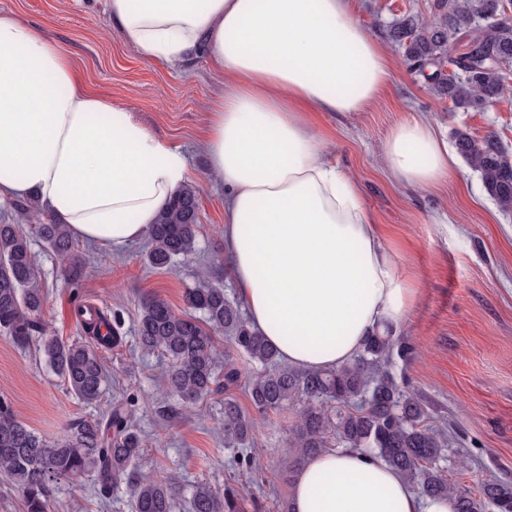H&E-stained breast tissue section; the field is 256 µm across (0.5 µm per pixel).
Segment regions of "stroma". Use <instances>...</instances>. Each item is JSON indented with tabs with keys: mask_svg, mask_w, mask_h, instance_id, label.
Here are the masks:
<instances>
[{
	"mask_svg": "<svg viewBox=\"0 0 512 512\" xmlns=\"http://www.w3.org/2000/svg\"><path fill=\"white\" fill-rule=\"evenodd\" d=\"M430 4L351 0L364 30L383 41L396 17H428ZM0 12L39 28L65 50L77 83L179 145L190 181L199 188L195 256L153 269L144 261L148 239L119 251L81 241L76 250L82 276L76 284L67 263L33 236L34 225L20 213L19 200L0 202V224L22 225L31 235L44 295L39 319L47 335L83 338L82 326L69 316L82 302L118 317L123 337L119 347L100 349L104 393L88 404L68 393L35 350H20L0 335V398L50 443L61 439L73 420L100 418L114 403L134 400L142 472L180 488L198 482L220 491L234 488L239 512H280L292 490L288 438L295 406L256 420L254 463L236 465L239 450L224 439V400L249 409L244 387L176 404L164 382L168 359L143 354L136 343L145 297L185 313V291L201 286L206 270L218 273L228 295L236 293L224 248V186L209 178L202 146L206 105L223 82L221 74L202 53L180 66L141 59L113 28L106 0H0ZM392 56L395 77L369 109L353 114L311 109L307 115L337 164L355 179L416 292L407 321L397 329L414 350L409 357H393L391 371L422 399L437 424L452 425L458 433L459 444L445 451L449 482L475 488L492 475L512 481V214L498 208L464 161H457L447 180L427 189L398 184L380 164L389 130L413 115L431 120L444 137L457 128L476 136L493 132L512 148V91L484 111L462 112L408 68L400 50ZM48 512H132L131 496L122 486L101 503L92 477L85 476L59 483Z\"/></svg>",
	"mask_w": 512,
	"mask_h": 512,
	"instance_id": "stroma-1",
	"label": "stroma"
}]
</instances>
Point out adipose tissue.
<instances>
[{"instance_id": "obj_1", "label": "adipose tissue", "mask_w": 512, "mask_h": 512, "mask_svg": "<svg viewBox=\"0 0 512 512\" xmlns=\"http://www.w3.org/2000/svg\"><path fill=\"white\" fill-rule=\"evenodd\" d=\"M113 26L147 61L205 52L224 83L207 105L209 176L224 185L229 269L251 325L289 365L351 363L415 301L350 173L297 102L362 112L388 86L390 52L348 0H108ZM433 123L393 127L381 163L400 184L447 179ZM189 178L175 145L76 84L67 55L0 14V201L36 197L83 241L120 250L148 235ZM290 512H454L375 451L332 448L297 470Z\"/></svg>"}]
</instances>
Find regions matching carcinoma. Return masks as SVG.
Instances as JSON below:
<instances>
[{
  "label": "carcinoma",
  "mask_w": 512,
  "mask_h": 512,
  "mask_svg": "<svg viewBox=\"0 0 512 512\" xmlns=\"http://www.w3.org/2000/svg\"><path fill=\"white\" fill-rule=\"evenodd\" d=\"M503 0H433L427 19L406 15L391 23L389 37L402 51L405 64L425 75L434 90L457 110L482 112L509 89L512 70V19L501 17ZM454 146L466 164L479 173L489 197L504 212L512 211V154L491 133L476 137L457 129ZM198 192L185 186L151 228L148 265L167 268L195 252ZM39 220L35 232L74 275L81 271L68 225L45 217L38 200L21 205ZM190 312L177 315L161 299L148 298L137 321V340L145 353L159 351L170 367L169 393L184 404L238 385L247 367L248 399L253 414L224 402V439L245 446L253 423L290 403L298 405L289 433L297 464L333 445L373 448L400 472L423 497L448 495L455 512H512V482H483L478 489L453 487L441 461L449 444L443 427L430 420L424 402L411 395L390 370L393 352L409 354L408 343L392 331L369 338L355 361L330 371H299L281 365L277 352L243 315L241 305L227 297L219 283L185 292ZM43 294L30 240L18 224H0V334L27 348L39 343L45 364L60 376L68 392L93 403L104 384L97 348L83 341L45 335L36 315ZM94 337L116 348L118 328L103 314L88 324ZM222 332L240 361L224 363L218 372L215 336ZM127 403L112 407L101 419L69 423L64 437L50 444L19 420L0 400V476L19 489L27 512H48L54 486L93 475L107 500L123 483L130 490L133 512H173V485L141 474L135 460L141 440L130 424ZM190 512H238V494L207 483L190 491Z\"/></svg>",
  "instance_id": "obj_1"
}]
</instances>
